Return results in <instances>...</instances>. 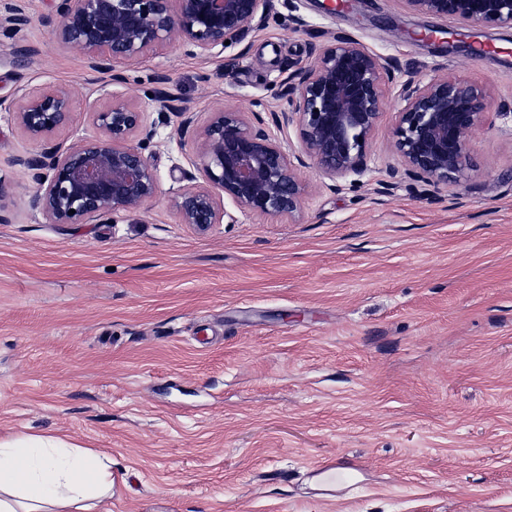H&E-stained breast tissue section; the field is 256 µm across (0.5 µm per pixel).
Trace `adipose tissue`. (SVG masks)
<instances>
[{
	"mask_svg": "<svg viewBox=\"0 0 512 512\" xmlns=\"http://www.w3.org/2000/svg\"><path fill=\"white\" fill-rule=\"evenodd\" d=\"M112 461L58 436L0 439V512H87L111 497Z\"/></svg>",
	"mask_w": 512,
	"mask_h": 512,
	"instance_id": "adipose-tissue-1",
	"label": "adipose tissue"
}]
</instances>
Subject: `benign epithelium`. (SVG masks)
Wrapping results in <instances>:
<instances>
[{"mask_svg":"<svg viewBox=\"0 0 512 512\" xmlns=\"http://www.w3.org/2000/svg\"><path fill=\"white\" fill-rule=\"evenodd\" d=\"M404 2L416 13L451 17L463 29H512V0ZM274 9V0H56L55 33L60 44L82 51L92 73L109 75L100 85L104 91L122 80L117 63L143 58L171 42L216 57L264 27ZM27 23L19 5L0 16V26L12 30ZM310 57L308 63H293L281 80L285 107L211 113L193 140L207 186L176 193L181 223L201 233L223 218L235 223L233 215L219 209L218 191L244 213L296 218L307 195L299 168L309 163L330 181L329 189L341 190L339 181L367 171L369 141L389 91L396 101L394 147L403 170L379 182V193L390 194L407 182L422 184L438 197L449 181L471 169V137L486 123V85L449 74L403 81L399 58H380L345 36L311 47ZM71 112L63 86L25 94L13 109L23 132L45 144L41 152L16 160L35 171L44 215L53 224H83L120 210L141 212L159 192L157 171L146 155L153 131L144 112L113 97L93 115L98 135L63 150L49 145ZM291 125L299 129L296 152L270 131Z\"/></svg>","mask_w":512,"mask_h":512,"instance_id":"7a95c632","label":"benign epithelium"}]
</instances>
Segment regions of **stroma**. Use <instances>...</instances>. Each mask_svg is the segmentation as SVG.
Instances as JSON below:
<instances>
[{
    "mask_svg": "<svg viewBox=\"0 0 512 512\" xmlns=\"http://www.w3.org/2000/svg\"><path fill=\"white\" fill-rule=\"evenodd\" d=\"M21 5L29 24L0 29V436L109 455L125 481L91 512H512V30H462L403 0H293L220 56L171 43L117 64L106 96L58 43L54 0ZM337 35L400 58L405 77L487 86L447 200L377 194L401 167L390 103L357 188L330 192L307 166L299 220L181 223L174 195L197 169L158 77L199 127L218 108L279 109L289 63ZM58 85L64 148L95 135L111 96L145 112L160 191L139 214L43 215L16 163L41 145L12 106Z\"/></svg>",
    "mask_w": 512,
    "mask_h": 512,
    "instance_id": "35a3bbf8",
    "label": "stroma"
}]
</instances>
